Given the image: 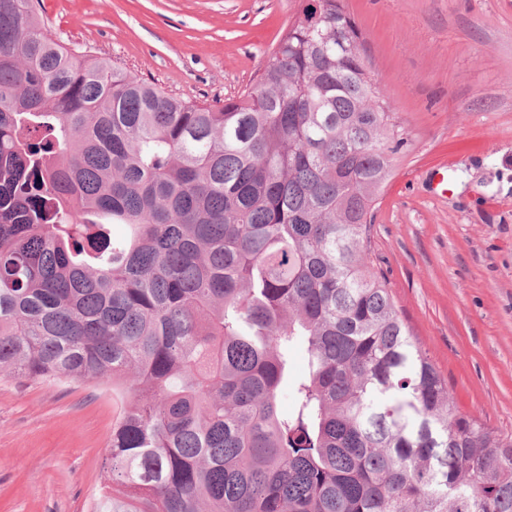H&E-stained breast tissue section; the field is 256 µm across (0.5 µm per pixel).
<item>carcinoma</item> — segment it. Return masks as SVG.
I'll list each match as a JSON object with an SVG mask.
<instances>
[{
	"label": "carcinoma",
	"instance_id": "1",
	"mask_svg": "<svg viewBox=\"0 0 512 512\" xmlns=\"http://www.w3.org/2000/svg\"><path fill=\"white\" fill-rule=\"evenodd\" d=\"M37 5L0 0V372L122 395L92 512H512V436L456 411L369 261L404 137L344 0L221 106Z\"/></svg>",
	"mask_w": 512,
	"mask_h": 512
}]
</instances>
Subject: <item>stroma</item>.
Listing matches in <instances>:
<instances>
[{
  "mask_svg": "<svg viewBox=\"0 0 512 512\" xmlns=\"http://www.w3.org/2000/svg\"><path fill=\"white\" fill-rule=\"evenodd\" d=\"M406 146L370 262L459 413L512 435V0H345ZM299 0H41L55 39L180 99L253 85ZM111 384L0 372V512H90Z\"/></svg>",
  "mask_w": 512,
  "mask_h": 512,
  "instance_id": "1",
  "label": "stroma"
}]
</instances>
